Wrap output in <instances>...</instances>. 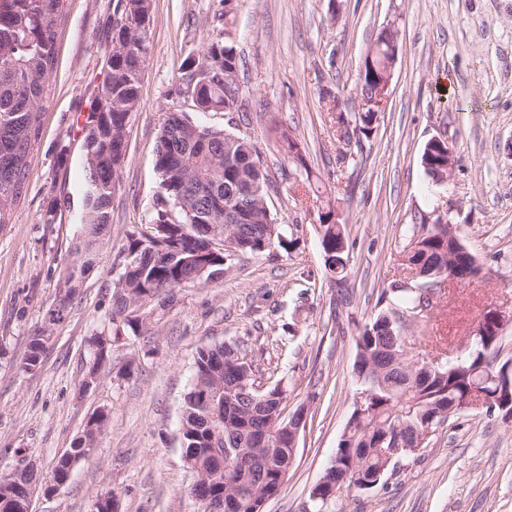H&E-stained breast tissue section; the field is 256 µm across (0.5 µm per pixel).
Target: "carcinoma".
<instances>
[{"label":"carcinoma","instance_id":"obj_1","mask_svg":"<svg viewBox=\"0 0 512 512\" xmlns=\"http://www.w3.org/2000/svg\"><path fill=\"white\" fill-rule=\"evenodd\" d=\"M66 0H0V227L10 223L25 190L26 172L33 157L40 131V114L47 99L55 70V48L62 34ZM152 11L149 0H116L109 25L107 75L96 86L95 104L83 128L85 193L83 231L74 243L73 264L64 282V293L49 313L67 311L78 287V276L92 269L99 260L111 224L112 201L122 160L120 132L127 116L138 111L140 89L146 70ZM198 63L231 77L240 68V58L230 39L219 31L198 54L178 67L174 89L181 96L192 82L191 64ZM197 112L247 111L231 95L215 96L201 88ZM286 154L290 155L294 176L304 166L301 156L293 155L298 141L280 133ZM257 152L252 141L226 132L199 126L187 111L172 107L159 128L155 168L161 178L162 198L154 207L152 223L167 226L165 233L151 229L146 236L140 229L127 234V244L114 257L112 267L120 268L113 281L108 320L112 335L95 336L90 346L92 359L84 379L93 384L109 358L112 337L150 336L155 323L153 306L133 314L129 304L155 291H175L181 285L195 286L208 281L219 256L211 253V240L195 231L198 224L224 225L227 191L224 184L238 181L252 194L243 211L245 222L240 239L245 252L261 253L266 244L289 250L294 241L284 238L267 199L272 181L264 169L253 166ZM448 149L426 145L422 164L434 180L440 178ZM323 252H332L341 262L336 275L347 268L349 249L343 224L319 225ZM456 251L448 232L437 224H415L404 247L403 266L423 270L448 266V254ZM424 288L397 286L387 295L386 307L365 325L356 340L354 372L363 380V412L353 410L338 442L337 467L326 474L328 481L310 491L313 512H324L333 501L329 482H339L345 490L368 491L384 484L395 461L388 459L394 440L411 445L426 429H435L448 420L445 410L455 406L464 412L465 397L482 391L493 404L489 413L500 411L512 393L509 362L498 361L501 334L488 328L473 331L467 355L444 367L433 365L429 356L421 365L411 360L394 362L388 349L405 330L429 331L434 302L441 289L436 279L425 278ZM49 337H31L23 358L24 370L39 367ZM258 370L238 344L220 342L200 350L194 363L190 389L185 396L181 429L182 444L193 464L205 473L204 480L192 483L189 495L201 501L218 491L236 494L251 512L252 499L277 494L293 465L295 453L290 442L274 446L275 461L268 464L264 448L252 442L253 430L266 427L275 433L291 419L283 415V390L277 384L258 391ZM103 413L84 431L79 446L57 460L54 469L65 471L92 448L106 425ZM36 483L34 471L23 468L12 484H0V512H24Z\"/></svg>","mask_w":512,"mask_h":512}]
</instances>
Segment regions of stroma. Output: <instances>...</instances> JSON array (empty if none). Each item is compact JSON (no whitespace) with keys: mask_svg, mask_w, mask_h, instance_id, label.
I'll use <instances>...</instances> for the list:
<instances>
[{"mask_svg":"<svg viewBox=\"0 0 512 512\" xmlns=\"http://www.w3.org/2000/svg\"><path fill=\"white\" fill-rule=\"evenodd\" d=\"M220 8L219 0H153L149 62L110 239L63 320L48 329L45 314L82 230V127L107 73L113 0L66 5L26 192L0 228V479L30 464L47 481L90 418L102 412L108 421L66 485L34 491L31 512H95L104 495L114 512H198L179 428L197 353L219 342L246 347L263 383L282 387L285 413L306 406L294 464L262 512H308L309 492L331 466L353 411L356 338L382 308V292L404 278L411 226L441 206H453L482 273L443 290L433 324L453 357L485 315L501 313L499 358L512 359V0H232L249 113L234 132L252 140L276 179L268 207L296 246L235 254L222 278L178 289L175 303L158 311L154 335L114 342L96 382L80 389L90 337L112 330L113 258L127 232L153 214L157 133L178 67L210 41ZM388 25L400 46L387 108L369 136L339 142L336 115L354 118L359 71ZM277 125L300 142L309 186L289 179ZM441 135L456 165L440 184L421 156ZM328 207L347 226L350 262L341 280L320 247L318 211ZM44 328L43 362L24 371L28 343ZM327 512H512V420L451 414L383 486L342 493Z\"/></svg>","mask_w":512,"mask_h":512,"instance_id":"35a3bbf8","label":"stroma"}]
</instances>
